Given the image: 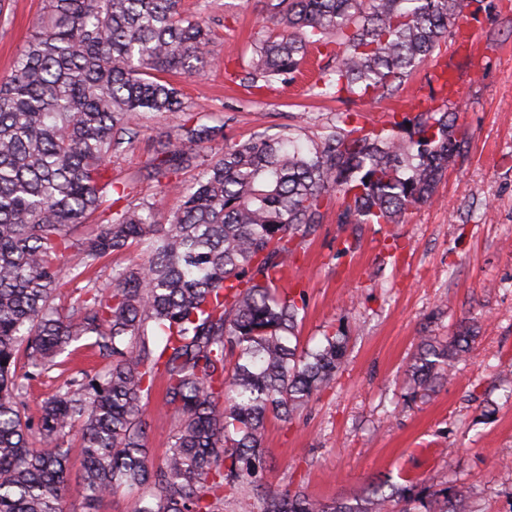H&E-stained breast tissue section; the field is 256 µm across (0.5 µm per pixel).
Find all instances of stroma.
Here are the masks:
<instances>
[{
	"label": "stroma",
	"instance_id": "stroma-1",
	"mask_svg": "<svg viewBox=\"0 0 512 512\" xmlns=\"http://www.w3.org/2000/svg\"><path fill=\"white\" fill-rule=\"evenodd\" d=\"M271 0H182L184 14L205 17L212 31L203 75L174 76L185 104L224 126L225 144L256 134L295 130L315 139L340 112L369 121L391 112L393 96L338 101L316 94L335 65L330 55L310 61L305 75L269 89L243 79L252 47L265 31ZM42 0H10L0 15V78L7 76L42 14ZM473 34L486 54L461 93L459 121L471 139L438 186L439 201L413 208L402 223L362 229L322 224L297 254L295 274L306 289L301 346L328 330H345L347 359L332 389L289 422L270 420L265 446L267 480L313 498H347L372 480L420 479L439 490L470 496L478 512H512V394L500 381L512 372V0H476ZM175 118L152 123L115 159L113 181L130 185L129 203H154L167 220L171 199L161 197L145 171L160 134ZM357 236L354 253L339 241ZM405 250L392 261L385 245ZM464 321L477 324L469 357L448 383L407 400L406 366L419 339L440 340ZM108 359L89 351L63 369L33 381L28 401L37 415L47 393L67 378L104 370ZM154 391L146 443L153 462L169 447L173 426Z\"/></svg>",
	"mask_w": 512,
	"mask_h": 512
}]
</instances>
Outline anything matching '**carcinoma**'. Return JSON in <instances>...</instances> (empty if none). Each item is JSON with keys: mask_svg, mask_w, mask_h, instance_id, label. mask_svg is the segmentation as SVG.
<instances>
[{"mask_svg": "<svg viewBox=\"0 0 512 512\" xmlns=\"http://www.w3.org/2000/svg\"><path fill=\"white\" fill-rule=\"evenodd\" d=\"M9 78L0 82V512H62L69 449L80 437L88 509L126 492L132 512H475L470 498L420 481L368 483L325 502L268 483L267 421L288 422L333 386L346 357L334 331L301 348L305 291L284 278L298 248L341 200L338 224H398L435 202L467 143L455 110L392 112L366 126L338 112L303 144L290 131L224 146L187 111L168 74L208 63L210 28L185 17L180 0H43ZM472 0H279L261 23L276 32L253 49L250 87L286 83L331 45L336 64L320 95H393L449 36ZM179 115L176 133L148 161V177L176 196L168 223L112 181V157L140 136L144 117ZM198 174L184 186L174 177ZM96 232L78 234L97 213ZM135 268L109 287L85 288L68 308L66 278L131 248ZM477 325L441 343L421 337L409 361L413 394L429 391L471 351ZM84 340L112 359L60 386L40 406L29 382L62 364ZM174 426L160 464L149 462L146 408L157 380Z\"/></svg>", "mask_w": 512, "mask_h": 512, "instance_id": "1", "label": "carcinoma"}]
</instances>
